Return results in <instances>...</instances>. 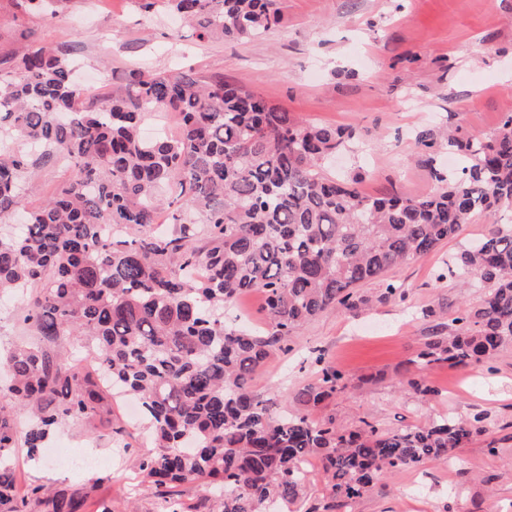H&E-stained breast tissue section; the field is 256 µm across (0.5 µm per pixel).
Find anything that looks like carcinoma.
Here are the masks:
<instances>
[{"mask_svg":"<svg viewBox=\"0 0 512 512\" xmlns=\"http://www.w3.org/2000/svg\"><path fill=\"white\" fill-rule=\"evenodd\" d=\"M53 16L65 0H17ZM148 15L173 13L198 38L241 40L267 33L279 0H136ZM61 49L26 47L0 60V222L22 213L20 234L0 237V296L28 295L23 321L48 341L81 336L87 354L67 360L37 344L5 361L8 391L34 421L30 455L66 419L112 415L107 384L141 404L156 452L140 461L153 488L207 481L221 494L200 511L166 500L165 512H270L292 504L304 465L322 462L326 493L306 512H346L374 480L432 460L485 434L484 418L441 417L345 431L329 418L278 416L252 389V374L292 332L321 312L357 311L404 297L387 283L360 288L406 260L427 256L476 215L489 232L448 260L460 285L476 274L484 293L429 337L413 362L467 368L512 345V113L488 136L445 137L464 161L436 169L440 187L420 197L366 196L356 179L322 173L327 158L358 140L352 127L313 125L244 86L187 70L124 73L112 97L89 100ZM174 112L180 131L147 139L144 119ZM49 160L75 176L40 203L27 185ZM167 223L155 229L156 217ZM259 292L267 328L224 319V310ZM316 382L297 399L317 407L347 388L346 374L317 358ZM408 386L429 400L425 379ZM0 406V512H86L84 495L29 484L16 494L19 447Z\"/></svg>","mask_w":512,"mask_h":512,"instance_id":"1","label":"carcinoma"}]
</instances>
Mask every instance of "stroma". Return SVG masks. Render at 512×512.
Masks as SVG:
<instances>
[{
	"label": "stroma",
	"instance_id": "obj_1",
	"mask_svg": "<svg viewBox=\"0 0 512 512\" xmlns=\"http://www.w3.org/2000/svg\"><path fill=\"white\" fill-rule=\"evenodd\" d=\"M175 21L141 13L134 0H67L52 18L0 0V58L28 45L68 50L80 74L99 76L103 93L134 67L190 66L204 77L243 82L304 121L354 127L363 150L337 155L325 171L357 178L368 196L435 192L432 170L447 166L449 153L419 144L418 132L445 125L460 137L488 135L512 110V0H282L281 19L268 34L238 41H202ZM489 226L473 218L432 254L389 271L404 300L356 312L331 308L297 327L289 350L275 351L255 374L253 389L275 413L304 410L347 428L364 420L390 428L483 416L488 436L458 449L455 468L431 461L380 478L349 512H512V346L465 369L423 371L411 362L435 324H450L459 308L479 303L481 286L461 291L445 276V262ZM26 306L22 298L0 303L1 352L38 342L21 320ZM319 357L345 371L350 385L307 410L294 394L315 382ZM420 376L438 397L425 402L409 391L407 379ZM126 404L113 397L108 425L60 423L39 464L18 461L22 479L87 492L91 512L104 505L162 512V496L139 468L153 444ZM82 453L97 455L99 465L73 468L71 456Z\"/></svg>",
	"mask_w": 512,
	"mask_h": 512
}]
</instances>
